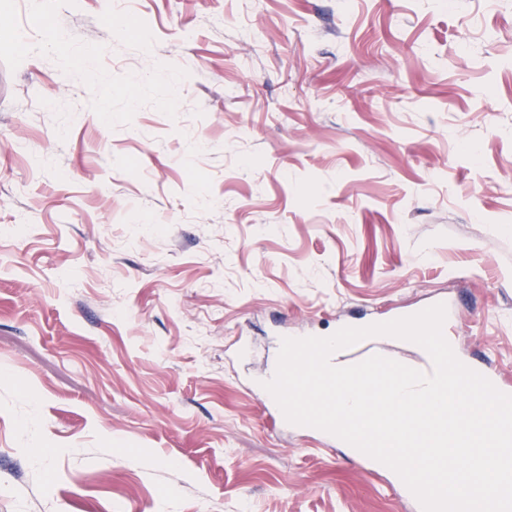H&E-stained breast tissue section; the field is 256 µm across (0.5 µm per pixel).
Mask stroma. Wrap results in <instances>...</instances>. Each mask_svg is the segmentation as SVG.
<instances>
[{"instance_id": "1", "label": "stroma", "mask_w": 512, "mask_h": 512, "mask_svg": "<svg viewBox=\"0 0 512 512\" xmlns=\"http://www.w3.org/2000/svg\"><path fill=\"white\" fill-rule=\"evenodd\" d=\"M33 7L0 0V512H412L257 384L282 332L444 298L512 389V8Z\"/></svg>"}]
</instances>
